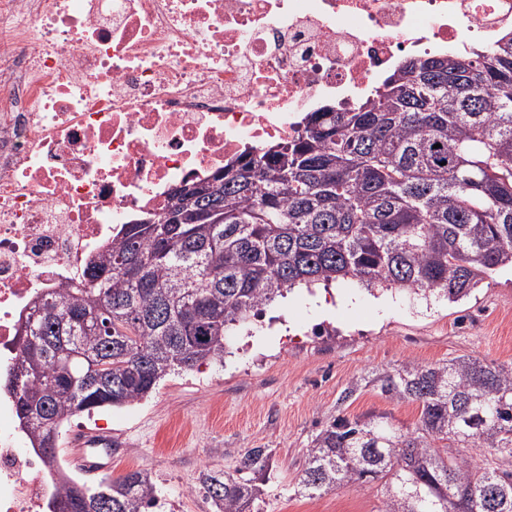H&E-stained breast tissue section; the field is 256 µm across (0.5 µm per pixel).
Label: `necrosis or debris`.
<instances>
[{
	"instance_id": "necrosis-or-debris-1",
	"label": "necrosis or debris",
	"mask_w": 512,
	"mask_h": 512,
	"mask_svg": "<svg viewBox=\"0 0 512 512\" xmlns=\"http://www.w3.org/2000/svg\"><path fill=\"white\" fill-rule=\"evenodd\" d=\"M509 29L512 0H0V361L34 296L173 188ZM43 466L0 403V512H39Z\"/></svg>"
}]
</instances>
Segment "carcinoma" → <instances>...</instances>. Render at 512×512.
Segmentation results:
<instances>
[{
  "mask_svg": "<svg viewBox=\"0 0 512 512\" xmlns=\"http://www.w3.org/2000/svg\"><path fill=\"white\" fill-rule=\"evenodd\" d=\"M169 209L184 222L159 212L123 225L18 323L28 338L16 334L3 392L50 468L65 422L224 363L228 332L298 285L351 278L454 302L512 264V31L467 55L403 59L367 97L308 113L295 137L224 166ZM366 384L418 403L417 421L336 416L307 449L299 494L368 480L381 485L379 512H512V470L485 455L512 459V367L407 362ZM269 459L249 448L234 472L202 473L201 488L218 512H254L253 474ZM52 483L48 512H102L103 492L112 512L158 501L141 470L91 488L63 474Z\"/></svg>",
  "mask_w": 512,
  "mask_h": 512,
  "instance_id": "1",
  "label": "carcinoma"
}]
</instances>
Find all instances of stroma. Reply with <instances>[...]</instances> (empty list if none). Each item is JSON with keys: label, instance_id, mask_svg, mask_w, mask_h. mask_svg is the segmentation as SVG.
<instances>
[{"label": "stroma", "instance_id": "obj_1", "mask_svg": "<svg viewBox=\"0 0 512 512\" xmlns=\"http://www.w3.org/2000/svg\"><path fill=\"white\" fill-rule=\"evenodd\" d=\"M322 293L331 305L326 313ZM372 297L354 279L323 291L294 289L227 336L223 364L169 375L149 398L71 419L67 427L120 435L123 445L113 450L107 474L150 471L159 497L176 500L178 512H216L199 487L201 471H233L249 448L271 451L273 478L258 512H378L375 482L314 499L295 494L312 439L340 413L385 414L396 425L412 426L417 404L396 403L362 386L368 375L463 355L511 365L512 267H500L454 302L388 290L379 307ZM285 323L293 334L283 335ZM352 386L356 395L340 403Z\"/></svg>", "mask_w": 512, "mask_h": 512}]
</instances>
